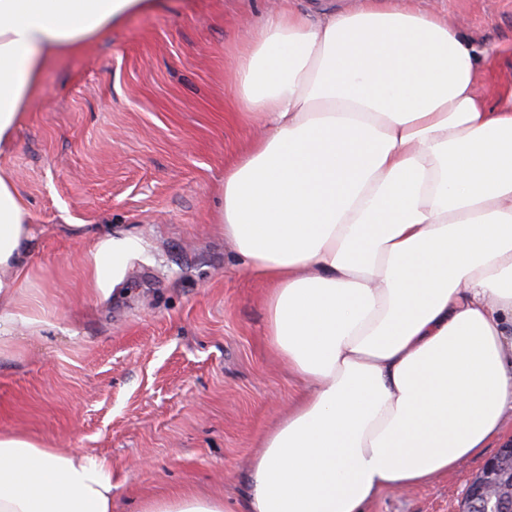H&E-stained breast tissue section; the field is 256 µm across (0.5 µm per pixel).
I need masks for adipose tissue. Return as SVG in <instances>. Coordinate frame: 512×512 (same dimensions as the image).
I'll use <instances>...</instances> for the list:
<instances>
[{
    "label": "adipose tissue",
    "instance_id": "obj_1",
    "mask_svg": "<svg viewBox=\"0 0 512 512\" xmlns=\"http://www.w3.org/2000/svg\"><path fill=\"white\" fill-rule=\"evenodd\" d=\"M154 3L0 0V156L53 57ZM502 52L406 0L287 4L236 49L237 113L263 134L225 169L216 221L302 382L243 512H366L512 437V93L480 91ZM30 241L0 166V345L47 322L20 298ZM135 247L93 243L91 295ZM0 512H112V466L0 431Z\"/></svg>",
    "mask_w": 512,
    "mask_h": 512
}]
</instances>
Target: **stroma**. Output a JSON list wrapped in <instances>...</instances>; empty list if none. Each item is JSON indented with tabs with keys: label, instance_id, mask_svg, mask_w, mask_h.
Here are the masks:
<instances>
[{
	"label": "stroma",
	"instance_id": "1",
	"mask_svg": "<svg viewBox=\"0 0 512 512\" xmlns=\"http://www.w3.org/2000/svg\"><path fill=\"white\" fill-rule=\"evenodd\" d=\"M512 45V0H426ZM278 0H158L52 59L10 155L34 239L26 302L51 324L0 346V430L112 464L113 512L183 491L238 512L257 443L298 380L269 348L262 284L215 223L224 169L257 134L233 105V49ZM138 242L109 299L94 240ZM368 512H458L486 458Z\"/></svg>",
	"mask_w": 512,
	"mask_h": 512
}]
</instances>
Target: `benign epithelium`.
<instances>
[{
  "instance_id": "obj_1",
  "label": "benign epithelium",
  "mask_w": 512,
  "mask_h": 512,
  "mask_svg": "<svg viewBox=\"0 0 512 512\" xmlns=\"http://www.w3.org/2000/svg\"><path fill=\"white\" fill-rule=\"evenodd\" d=\"M512 469V444L489 458L470 482L459 512H512V500L500 495L499 476Z\"/></svg>"
}]
</instances>
